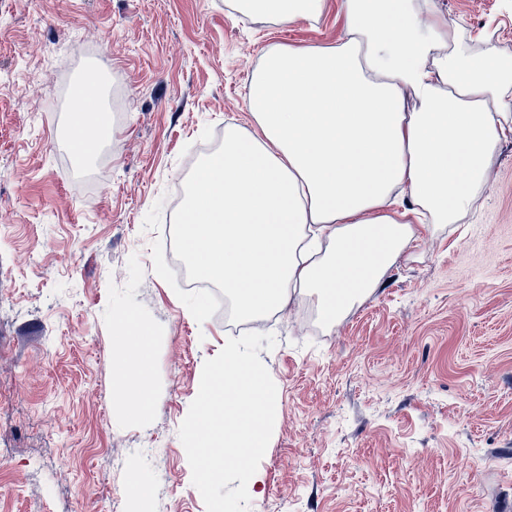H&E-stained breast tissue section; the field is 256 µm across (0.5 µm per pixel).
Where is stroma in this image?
Listing matches in <instances>:
<instances>
[{
    "label": "stroma",
    "instance_id": "35a3bbf8",
    "mask_svg": "<svg viewBox=\"0 0 512 512\" xmlns=\"http://www.w3.org/2000/svg\"><path fill=\"white\" fill-rule=\"evenodd\" d=\"M418 5L460 59L512 64V0ZM345 26L341 0L285 22L237 0H0V512H206L178 430L236 323L230 293L185 284L175 194L220 131L253 128L270 47ZM91 63L112 135L82 165L71 92ZM478 197L335 326L307 296L253 323L276 339L259 357L281 422L249 512H512V139ZM130 312L152 330L153 386L128 417L112 338Z\"/></svg>",
    "mask_w": 512,
    "mask_h": 512
}]
</instances>
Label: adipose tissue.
Returning <instances> with one entry per match:
<instances>
[{"label": "adipose tissue", "instance_id": "adipose-tissue-1", "mask_svg": "<svg viewBox=\"0 0 512 512\" xmlns=\"http://www.w3.org/2000/svg\"><path fill=\"white\" fill-rule=\"evenodd\" d=\"M274 21L311 20L323 0H243ZM332 45L270 48L253 72L258 130L231 126L194 170L181 238L197 275L226 288L239 322L317 299L335 325L433 225L470 211L493 149L512 134V72L495 59L461 62L456 33L414 0H342ZM428 36H421L420 27ZM70 138L111 130L95 83L76 91ZM415 108H408V101ZM113 371L151 382L148 328L127 318Z\"/></svg>", "mask_w": 512, "mask_h": 512}]
</instances>
